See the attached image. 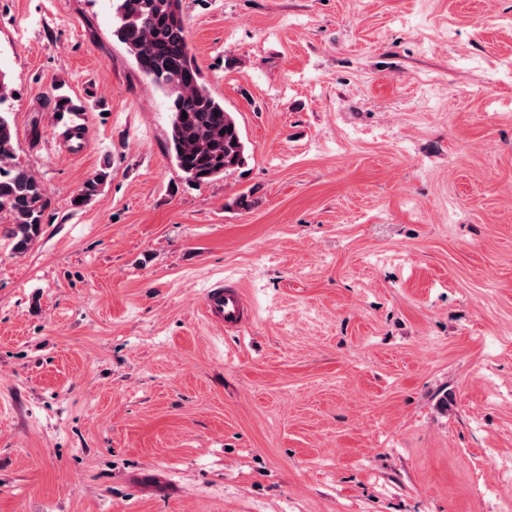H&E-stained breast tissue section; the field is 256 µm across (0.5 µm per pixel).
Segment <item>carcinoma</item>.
<instances>
[{
	"label": "carcinoma",
	"mask_w": 512,
	"mask_h": 512,
	"mask_svg": "<svg viewBox=\"0 0 512 512\" xmlns=\"http://www.w3.org/2000/svg\"><path fill=\"white\" fill-rule=\"evenodd\" d=\"M113 35L138 70L164 90L172 112L167 152L186 180L208 183L246 162L247 146L235 113L202 82L192 54L181 0H116ZM107 178L100 171L82 186L78 205L90 201ZM47 207L42 182L17 161L10 111L0 109V213L4 235L17 253L39 237Z\"/></svg>",
	"instance_id": "carcinoma-1"
}]
</instances>
